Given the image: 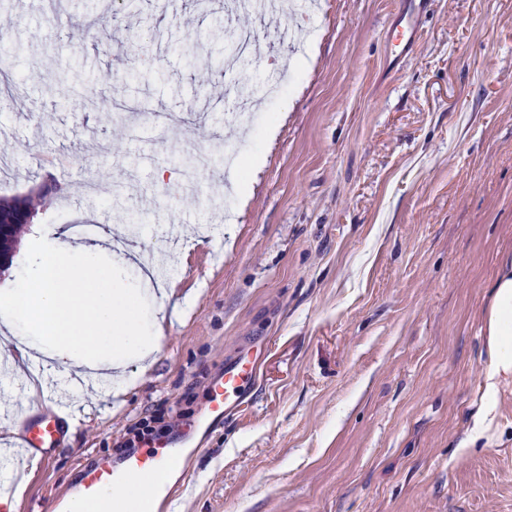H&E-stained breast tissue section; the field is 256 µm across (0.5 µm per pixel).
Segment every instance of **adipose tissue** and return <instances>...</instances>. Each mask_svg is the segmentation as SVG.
Segmentation results:
<instances>
[{
	"label": "adipose tissue",
	"mask_w": 512,
	"mask_h": 512,
	"mask_svg": "<svg viewBox=\"0 0 512 512\" xmlns=\"http://www.w3.org/2000/svg\"><path fill=\"white\" fill-rule=\"evenodd\" d=\"M96 251L70 227L60 237L43 235L35 268L0 290V349L12 352L10 370L30 374L39 366L49 374L77 366L112 392L126 382L130 361L151 366L162 321L142 316L130 287ZM481 321L487 360L467 448L491 439L500 400L512 392V249L499 255ZM150 485V478L132 479L97 501L76 502L74 512H141Z\"/></svg>",
	"instance_id": "1"
}]
</instances>
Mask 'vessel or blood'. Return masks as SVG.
Segmentation results:
<instances>
[{"mask_svg":"<svg viewBox=\"0 0 512 512\" xmlns=\"http://www.w3.org/2000/svg\"><path fill=\"white\" fill-rule=\"evenodd\" d=\"M428 4V0H401L395 18L389 27V37L394 46V58H401L408 52L418 34L417 15ZM256 376L254 362L242 358L224 369L223 378L212 383L207 406L203 415L193 423L183 435L177 438H154L146 441L141 451L125 457L120 465L99 463L85 470L83 478L75 490H68L56 496L53 512H71L73 498L94 499L105 488H121L135 476L154 477L151 498L159 507L169 508L175 499L176 486L165 480L164 475L171 470L180 458L200 453L198 437L210 425L224 419L240 406L242 398ZM58 423L53 419L28 427L22 436L19 455L33 459L34 449L49 448L58 441Z\"/></svg>","mask_w":512,"mask_h":512,"instance_id":"1","label":"vessel or blood"}]
</instances>
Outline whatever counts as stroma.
Returning <instances> with one entry per match:
<instances>
[{
    "mask_svg": "<svg viewBox=\"0 0 512 512\" xmlns=\"http://www.w3.org/2000/svg\"><path fill=\"white\" fill-rule=\"evenodd\" d=\"M48 3L0 0V196L68 187L17 255L94 224L127 281L145 256L175 295L142 300L164 332L125 392L58 386L80 417L11 485L14 512H51L144 419L188 428L252 347L258 382L182 460L176 512H512V395L488 447L459 445L512 248V0H429L395 69V0H58L47 20ZM243 29L260 49L232 87ZM203 151L216 163L185 179L181 156ZM229 151L266 156L248 199Z\"/></svg>",
    "mask_w": 512,
    "mask_h": 512,
    "instance_id": "obj_1",
    "label": "stroma"
}]
</instances>
